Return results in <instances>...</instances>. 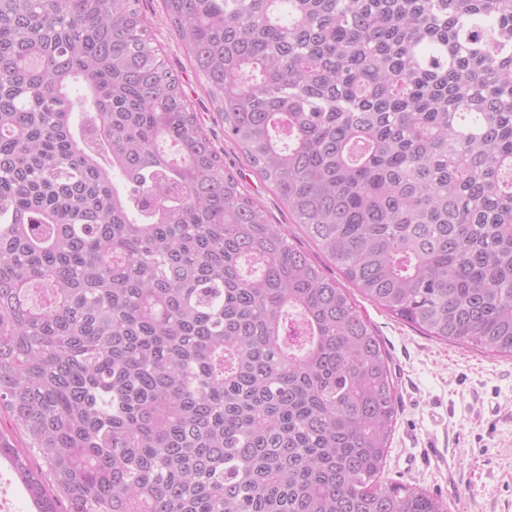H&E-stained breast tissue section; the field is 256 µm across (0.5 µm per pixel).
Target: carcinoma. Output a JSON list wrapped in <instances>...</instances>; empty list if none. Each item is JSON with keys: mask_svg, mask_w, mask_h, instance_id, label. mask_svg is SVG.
Segmentation results:
<instances>
[{"mask_svg": "<svg viewBox=\"0 0 512 512\" xmlns=\"http://www.w3.org/2000/svg\"><path fill=\"white\" fill-rule=\"evenodd\" d=\"M163 4L225 137L343 275L512 356V0ZM396 397L139 0H0V457L39 512H444L379 481Z\"/></svg>", "mask_w": 512, "mask_h": 512, "instance_id": "1", "label": "carcinoma"}]
</instances>
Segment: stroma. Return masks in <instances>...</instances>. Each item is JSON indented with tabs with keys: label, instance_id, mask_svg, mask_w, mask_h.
I'll return each instance as SVG.
<instances>
[{
	"label": "stroma",
	"instance_id": "stroma-1",
	"mask_svg": "<svg viewBox=\"0 0 512 512\" xmlns=\"http://www.w3.org/2000/svg\"><path fill=\"white\" fill-rule=\"evenodd\" d=\"M159 56L178 75L205 132L239 173L272 223L287 225L292 243L316 263L327 257L291 224L279 198L251 173L179 39L162 0H140ZM352 300L390 358L398 410L380 481L417 486L440 499L447 512H512V358L471 344L426 336L359 292Z\"/></svg>",
	"mask_w": 512,
	"mask_h": 512
}]
</instances>
